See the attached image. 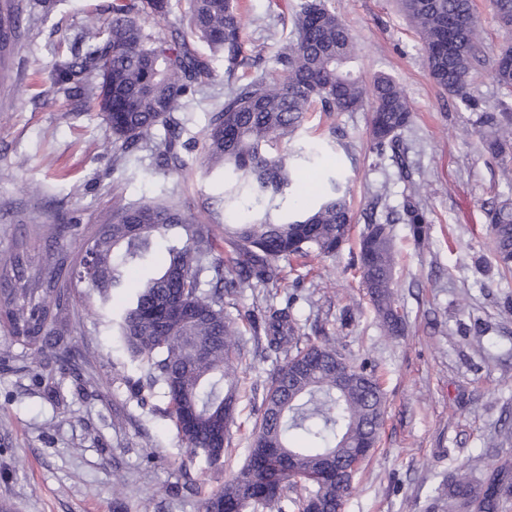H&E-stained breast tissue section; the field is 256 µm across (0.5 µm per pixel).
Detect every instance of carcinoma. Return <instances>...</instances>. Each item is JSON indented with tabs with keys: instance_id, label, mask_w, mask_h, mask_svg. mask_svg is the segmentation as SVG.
I'll list each match as a JSON object with an SVG mask.
<instances>
[{
	"instance_id": "1",
	"label": "carcinoma",
	"mask_w": 512,
	"mask_h": 512,
	"mask_svg": "<svg viewBox=\"0 0 512 512\" xmlns=\"http://www.w3.org/2000/svg\"><path fill=\"white\" fill-rule=\"evenodd\" d=\"M418 33L432 80L469 109L473 73L489 67L495 82L512 91V46L488 60L482 51L473 0H398ZM500 23L512 32V0H490ZM187 27L160 36L144 21L165 18L171 0H112L110 16L87 24L80 47L59 61L55 84L69 98L88 101L112 131L121 150L151 147L166 172L182 166L183 111L210 62L238 64L245 18L237 0H187ZM21 0H0V79L21 36ZM295 40L279 57L281 82L259 78L230 90L212 112L203 133L205 161L232 170L224 184V225L228 257L215 253L206 224L188 217L172 198L141 206L119 205L88 245L90 277L73 275L68 257L49 249L38 262L22 240L0 253V320L15 341L39 350L58 345L65 333L64 287L92 290L89 305L107 307L111 294L128 287L127 273L142 266L154 240L167 242L168 262L137 283L117 321V333L138 371L123 381L138 396L158 389L167 414L186 449L212 466L221 463L233 422L235 364L241 359L238 332L224 314V299L247 288L276 284L280 262L290 257L332 256L349 240L353 214L340 177L330 176L313 193L304 191L301 173L313 152L273 155L269 148L291 138L306 115L354 112L370 103L372 152L391 154L397 179L406 183L402 210L372 213L359 241L358 271L385 333L399 336L403 319L395 306L392 225L410 226L425 243L429 217L414 202L421 184L405 159L403 133L413 112L403 87L385 75L367 84L350 67L357 46L348 27L326 0H303L293 20ZM204 43L209 54L197 49ZM483 148L512 180V109H485L479 116ZM296 198L295 210L279 212L276 200ZM485 218L501 267L512 270V201H492ZM207 273L210 288H202ZM268 347L284 362L268 378L262 415L249 457L238 475L207 493L203 512H341L365 458L360 448L378 442L385 397L378 379L351 366L336 377V342L301 345L288 307L262 319ZM512 500V464L487 468L475 484L465 473L445 476L429 492L428 512H504Z\"/></svg>"
}]
</instances>
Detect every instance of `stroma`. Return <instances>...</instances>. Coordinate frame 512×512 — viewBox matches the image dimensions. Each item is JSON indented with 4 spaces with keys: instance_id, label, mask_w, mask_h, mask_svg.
<instances>
[{
    "instance_id": "1",
    "label": "stroma",
    "mask_w": 512,
    "mask_h": 512,
    "mask_svg": "<svg viewBox=\"0 0 512 512\" xmlns=\"http://www.w3.org/2000/svg\"><path fill=\"white\" fill-rule=\"evenodd\" d=\"M246 28L242 62L200 84L185 111L182 170L162 174L154 154L140 148L112 165V134L97 112L74 111L57 91V60L77 46L90 17L104 18L112 0H57L42 14L22 0L24 35L11 80L0 84V251L28 225L61 226L34 242L70 256L85 252L114 206L173 197L196 222L213 227L219 253H228L224 221L205 199L224 191L222 169L204 162L202 133L228 87L256 78L280 79L278 58L294 38L301 0H240ZM358 47L364 80L394 78L414 120L404 132L419 207L431 220L417 244L408 225L393 227L394 293L404 335H386L352 264L365 214L376 194L399 206L405 186L393 181L389 156L368 139V109L309 113L290 148L318 144L323 167L337 168L353 204L352 238L336 256L284 265L281 281L226 299L240 332L239 395L225 444L224 465L208 468L186 453L164 413L161 393L131 397V375L105 316L88 311L80 292L69 300L68 340L90 361L60 373L56 349L42 354L17 343L0 322V507L5 512H200V500L244 465L260 416L264 386L283 362L254 328L264 310L295 296L292 313L303 339L330 338L354 364L374 369L385 394L380 437L354 482L343 512H425L426 496L442 476L460 468L480 477L495 458H512V273L496 261L484 206L512 199V184L484 151L478 113L431 79L420 39L395 0H329ZM158 457L141 455L144 440ZM120 494H113L115 476ZM192 477L198 490L177 491Z\"/></svg>"
}]
</instances>
